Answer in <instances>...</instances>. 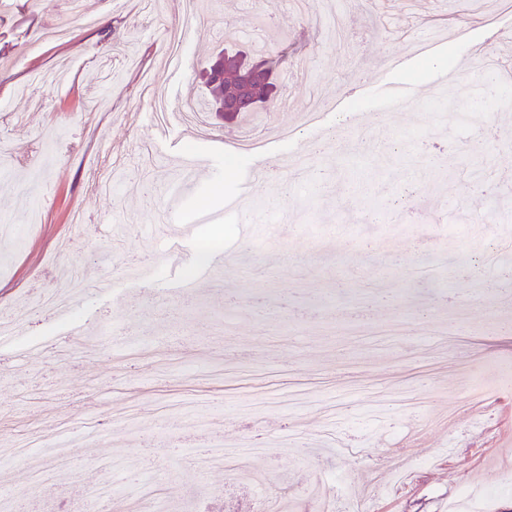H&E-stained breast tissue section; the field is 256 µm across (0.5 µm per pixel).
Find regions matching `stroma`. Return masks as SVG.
<instances>
[{"label":"stroma","instance_id":"stroma-1","mask_svg":"<svg viewBox=\"0 0 512 512\" xmlns=\"http://www.w3.org/2000/svg\"><path fill=\"white\" fill-rule=\"evenodd\" d=\"M177 12L173 0H90L86 24L67 0H0V504L45 512L77 491L109 489L132 502L158 483L161 508L191 496L193 512H259L309 495L325 471L331 495L369 512H448L458 483L497 489L494 512H512V396L456 409L464 384L493 386L512 367V331L495 329L498 277L486 256L512 228V78L485 107L481 83L462 73L459 108L431 96V70L401 72L426 99L403 116L381 109L372 78L389 54L444 29L459 37L434 55L457 68L488 24L512 30V7L474 0H222ZM271 25H256L259 13ZM65 39H55L58 30ZM237 47L280 56L274 73L291 112L237 123L208 111L200 73L226 34ZM34 93L18 90L35 76ZM149 80L170 106L159 121L141 98ZM362 92L343 125L321 108L343 86ZM320 123L304 126V111ZM500 129L497 145L481 137ZM283 163L305 141H329L317 175L289 189L257 185L255 237L224 213L253 152ZM212 151L213 168L189 175L174 152ZM37 169L25 167L28 154ZM456 263L428 280L409 273L422 237ZM211 268L216 294L197 286ZM112 283L73 297L70 314L96 321L97 338L68 335L63 321L27 312L23 297L59 290L68 270ZM46 349L17 362L33 341ZM146 355L130 359L126 345ZM413 390L426 431L383 394ZM267 435L247 464L265 486L237 482L205 450ZM354 445L355 461L326 444ZM139 481H131L130 471Z\"/></svg>","mask_w":512,"mask_h":512}]
</instances>
